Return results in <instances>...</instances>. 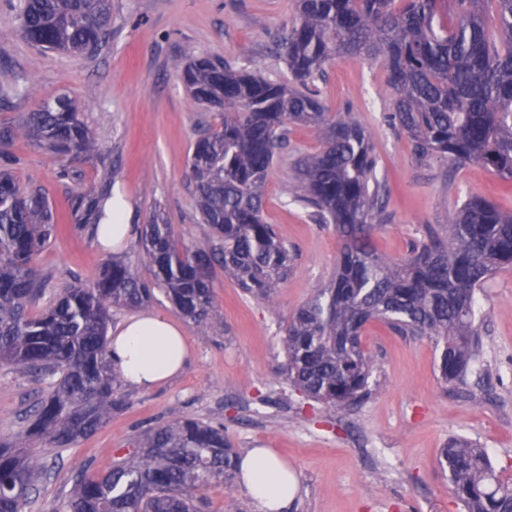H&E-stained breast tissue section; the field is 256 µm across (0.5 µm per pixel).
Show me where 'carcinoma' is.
<instances>
[{
    "label": "carcinoma",
    "mask_w": 512,
    "mask_h": 512,
    "mask_svg": "<svg viewBox=\"0 0 512 512\" xmlns=\"http://www.w3.org/2000/svg\"><path fill=\"white\" fill-rule=\"evenodd\" d=\"M297 0L282 44L291 75L269 81L218 58L177 60L174 69L196 106L224 117L190 147L189 178L197 213L213 244L178 243L157 209L138 231L151 280L132 264L106 259L89 282L56 291L36 258L57 230L38 188L12 171L10 148L26 137L53 161L94 163L102 152L80 117L78 100L60 93L34 112L0 121V367L47 383L28 421L26 447L0 441V512H24L54 460L34 450L68 448L122 411L127 395L110 365L111 308L146 307L158 286L175 310L208 334L213 328L212 271L251 296L270 301L291 272L294 254L263 215L275 156L288 124L310 129L319 146L294 164V200L342 239L336 277L289 317L280 336L288 381L334 410L367 400L376 360L362 343L372 322L439 347L441 378L464 383L480 347L476 291L512 266V215L483 197L464 199L448 229L422 227L407 258L372 244L384 186L370 132L350 113L330 112L307 89L342 55L379 59L393 91L390 122L409 138L415 159L477 162L512 185V0ZM494 6L497 29L486 24ZM25 39L55 52L91 56L107 44L111 0H17ZM111 193L70 199L76 230L95 232ZM45 305H40L45 296ZM442 467L464 512H512V481L484 448L451 440ZM238 450L224 424L194 417L140 433L112 468L79 473L64 512H198L196 494L239 473Z\"/></svg>",
    "instance_id": "cac0c4a2"
}]
</instances>
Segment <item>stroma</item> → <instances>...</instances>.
Segmentation results:
<instances>
[{
    "label": "stroma",
    "instance_id": "obj_1",
    "mask_svg": "<svg viewBox=\"0 0 512 512\" xmlns=\"http://www.w3.org/2000/svg\"><path fill=\"white\" fill-rule=\"evenodd\" d=\"M14 0H0V84L24 82L29 94L0 106V120L34 110L59 91L75 96L103 150L102 163L80 165L81 179L59 168L26 138L11 148L21 183L40 186L55 214L69 223V200L82 186H108L131 205L128 223L146 224L164 210L175 239L211 246L186 177L189 150L201 125L220 116L189 98L174 58L209 56L272 80L288 71L277 39L296 18V0H111L112 35L92 56L42 50L18 31ZM316 89L329 111H352L371 133L378 180L387 183V221L373 243L406 258L423 225H447L448 213L470 195L512 212V189L469 162L417 164L407 137L389 125L393 93L381 61L345 56L325 67ZM266 186L265 217L297 254L273 301L244 294L215 267L217 324L201 335L183 329L193 357L178 377L153 390L126 387V409L71 448L25 512H58L78 472L100 473L132 450L137 435L184 416L221 421L235 448H269L294 471L298 492L288 512H461L448 490L439 452L449 440L488 449L503 477L512 478V267L496 271L477 293L482 345L465 385L444 383L438 353L425 337L400 336L379 322L363 334L376 359V385L363 404L326 412L287 384L277 370L289 316L336 272L342 240L334 225L312 220L292 196L293 166L317 146L307 128H292ZM106 254L85 232L56 234L39 265L63 287L92 280ZM45 383L0 368V439H17ZM204 512H259L239 480L212 483Z\"/></svg>",
    "mask_w": 512,
    "mask_h": 512
}]
</instances>
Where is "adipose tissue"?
Wrapping results in <instances>:
<instances>
[{"label": "adipose tissue", "mask_w": 512, "mask_h": 512, "mask_svg": "<svg viewBox=\"0 0 512 512\" xmlns=\"http://www.w3.org/2000/svg\"><path fill=\"white\" fill-rule=\"evenodd\" d=\"M127 202L112 200V221L99 225L96 242L101 250L117 254L134 232L127 224ZM109 360L130 385L148 391L180 374L193 351L183 328L170 316L142 312L111 329ZM242 485L260 512H287L296 495V479L274 452L254 448L242 460Z\"/></svg>", "instance_id": "1"}]
</instances>
